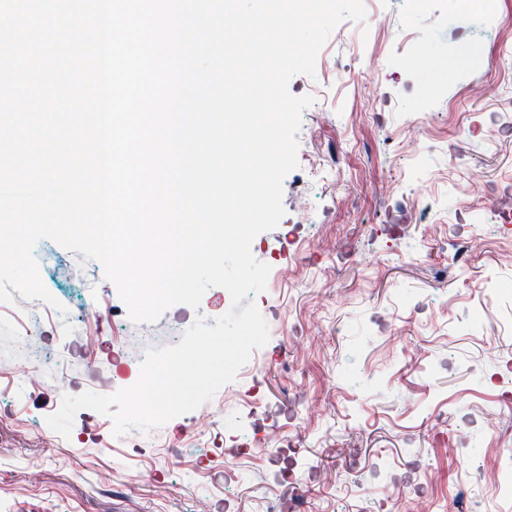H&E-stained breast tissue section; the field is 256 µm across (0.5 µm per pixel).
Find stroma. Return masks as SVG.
<instances>
[{
	"mask_svg": "<svg viewBox=\"0 0 512 512\" xmlns=\"http://www.w3.org/2000/svg\"><path fill=\"white\" fill-rule=\"evenodd\" d=\"M487 13L461 0H372L341 22L314 75L285 215L251 245L271 267L254 303L270 339L200 411L117 436L64 394L133 385L140 352L178 344L231 297L210 288L136 323L101 264L55 241L33 257L58 308L29 324L0 303V355L67 354L33 385L0 375V512H512V80ZM483 85L492 93L474 97ZM434 113V125L418 123ZM207 424H199L200 414ZM295 453L290 479L240 437ZM327 472L328 480L317 477ZM428 500H421L420 489Z\"/></svg>",
	"mask_w": 512,
	"mask_h": 512,
	"instance_id": "1",
	"label": "stroma"
}]
</instances>
